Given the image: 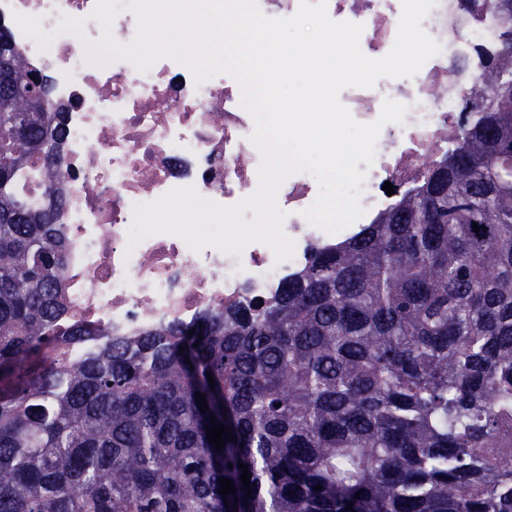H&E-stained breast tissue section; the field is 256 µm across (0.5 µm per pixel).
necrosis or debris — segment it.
<instances>
[{
  "mask_svg": "<svg viewBox=\"0 0 512 512\" xmlns=\"http://www.w3.org/2000/svg\"><path fill=\"white\" fill-rule=\"evenodd\" d=\"M94 5L0 0V22L9 27L14 46L48 77L52 105L65 110L58 154L72 176L59 217L68 243L62 327L79 324L134 337L174 322L192 324L208 310L269 298L315 247L336 240L302 215L317 198L316 180L298 172L277 190L282 228L294 242L289 261L276 263L273 250L259 242L238 256L210 247L196 253L166 234L127 250L134 204L188 185L219 204H237L257 190L262 155L250 140L255 122L231 75L198 84L187 67L169 59L145 72L125 61L98 66L87 61L84 39L56 35L42 51L13 19L17 12L37 15L43 30L53 31L63 15L82 17L85 39L95 40L101 30L90 17ZM327 6L332 19L363 24L360 47L366 56L388 53L400 0H328ZM421 26L441 50L414 77H383L373 88H348L340 95L363 123L378 117L384 100L407 108L403 123L384 126L378 138L360 196L369 215L419 184L432 155L461 142L472 73L450 71L448 64L495 53L506 28L489 0H437ZM387 182L393 194L384 191Z\"/></svg>",
  "mask_w": 512,
  "mask_h": 512,
  "instance_id": "necrosis-or-debris-1",
  "label": "necrosis or debris"
}]
</instances>
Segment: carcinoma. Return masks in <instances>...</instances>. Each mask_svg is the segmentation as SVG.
Returning a JSON list of instances; mask_svg holds the SVG:
<instances>
[{
	"label": "carcinoma",
	"instance_id": "carcinoma-1",
	"mask_svg": "<svg viewBox=\"0 0 512 512\" xmlns=\"http://www.w3.org/2000/svg\"><path fill=\"white\" fill-rule=\"evenodd\" d=\"M49 94L0 90V512H512L511 29L420 186L261 304L130 338L74 326V363L53 343L69 173ZM34 158L43 208L16 192ZM212 415L237 438L220 451Z\"/></svg>",
	"mask_w": 512,
	"mask_h": 512
}]
</instances>
